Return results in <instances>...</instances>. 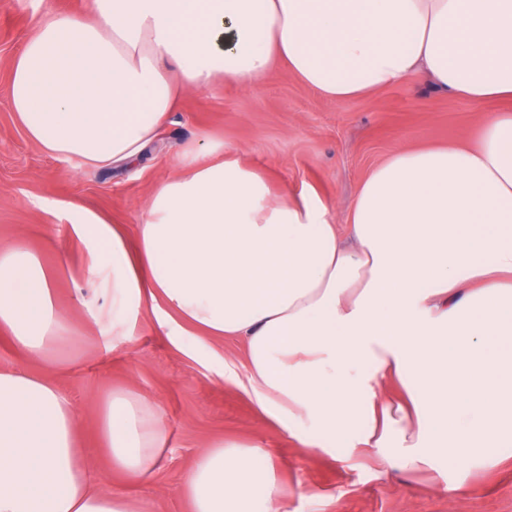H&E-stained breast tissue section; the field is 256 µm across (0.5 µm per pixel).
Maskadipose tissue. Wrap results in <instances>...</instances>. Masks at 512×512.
Wrapping results in <instances>:
<instances>
[{
  "mask_svg": "<svg viewBox=\"0 0 512 512\" xmlns=\"http://www.w3.org/2000/svg\"><path fill=\"white\" fill-rule=\"evenodd\" d=\"M283 63L345 100L414 73L476 102L512 99V0H88L47 11L11 63L10 104L50 157L88 168L138 159L180 96L218 80L248 88ZM157 182L135 241L90 214L72 222L103 302L83 320L113 342L161 312L193 355L241 337L225 382L302 448L346 462L444 472L512 447V113L487 115L472 144L401 149L373 167L345 223L303 190L273 196L223 146L188 144ZM53 262L0 251V328L56 366L78 322L61 309ZM98 439L132 479L159 466V404L131 390L102 402ZM182 495L191 512H288L270 449L201 448ZM98 490L77 411L42 375L0 369V512H145Z\"/></svg>",
  "mask_w": 512,
  "mask_h": 512,
  "instance_id": "obj_1",
  "label": "adipose tissue"
}]
</instances>
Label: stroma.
<instances>
[{"label":"stroma","mask_w":512,"mask_h":512,"mask_svg":"<svg viewBox=\"0 0 512 512\" xmlns=\"http://www.w3.org/2000/svg\"><path fill=\"white\" fill-rule=\"evenodd\" d=\"M43 10L42 0H0V250L22 241L56 258L58 296L71 310L94 294L88 255L71 232L72 209L134 237L153 186L176 173L187 143L223 144L274 192L314 188L341 224L371 168L405 147L472 143L480 118L497 109L454 96L420 73L366 96L330 100L278 66L248 89L221 80L188 93L158 144L132 166L84 168L45 155L11 109L10 62ZM81 334L77 357L48 375L74 401L84 444L94 445L99 406L112 390L134 389L165 413L169 443L151 478H127L104 456L92 470L101 490L124 491L151 512H190L181 486L198 450L215 439L271 448L288 512H512V460L466 474V491L452 502L429 473L407 474L376 459L353 466L297 447L241 389L220 382L225 362L244 363L242 340H212L210 355L193 356L169 343L149 309L126 343L113 344L91 324Z\"/></svg>","instance_id":"35a3bbf8"}]
</instances>
